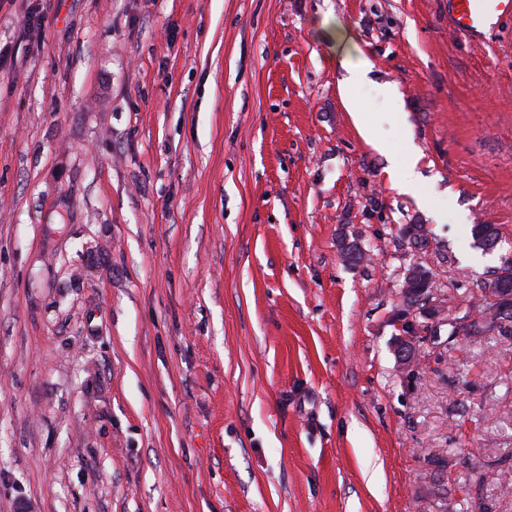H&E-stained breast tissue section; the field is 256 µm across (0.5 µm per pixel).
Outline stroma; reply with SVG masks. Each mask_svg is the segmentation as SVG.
<instances>
[{"instance_id": "stroma-1", "label": "stroma", "mask_w": 512, "mask_h": 512, "mask_svg": "<svg viewBox=\"0 0 512 512\" xmlns=\"http://www.w3.org/2000/svg\"><path fill=\"white\" fill-rule=\"evenodd\" d=\"M508 252L511 21L476 47L448 0H0V512H512V335L394 354L404 268L454 306Z\"/></svg>"}]
</instances>
